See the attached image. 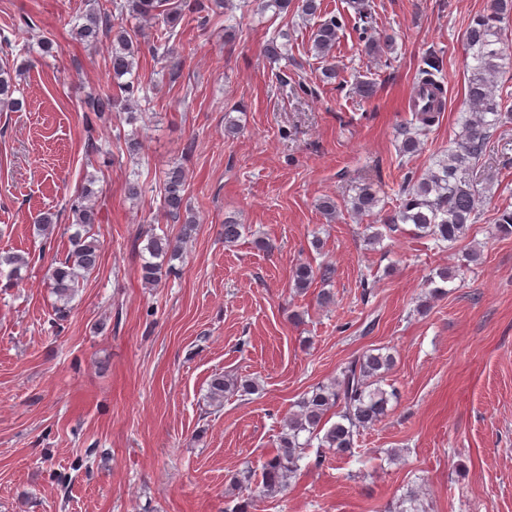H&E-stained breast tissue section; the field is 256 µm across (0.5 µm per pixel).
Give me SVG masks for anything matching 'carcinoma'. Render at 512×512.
<instances>
[{
  "label": "carcinoma",
  "instance_id": "obj_1",
  "mask_svg": "<svg viewBox=\"0 0 512 512\" xmlns=\"http://www.w3.org/2000/svg\"><path fill=\"white\" fill-rule=\"evenodd\" d=\"M222 5L223 0H124L116 5V9L122 15L146 23H162L164 32L160 33L157 42L159 46H164L175 35V27L185 12L200 15L204 23L205 13ZM290 6L296 7L297 13L303 18L321 13V0H265V7L278 11ZM350 6L362 22L357 27L361 52L369 58L381 59L386 56L392 49V39L373 31L368 4L365 0H351ZM511 18L512 0H490L486 10L468 26L465 46L471 52L473 64L469 67L464 104L470 117L455 149L438 163L437 169H430L420 176L412 171L404 174L399 187L398 209L382 221L388 229L398 224H412L424 236L436 241L454 242L465 234L468 225L474 223L483 191L468 179V172L483 158L486 145L498 125L512 119V113L504 111V96L497 95L493 86V78L500 73L503 62L512 58V45L504 39L503 26ZM81 19L83 22L73 25L72 33L82 43L95 45L104 33L112 34L107 65L121 93L119 99L110 93L90 99L87 111L101 115L112 111L120 102L129 109L140 99L148 100L146 88L133 78L141 53L140 44L127 30L111 21L107 14L103 16L90 9ZM344 27L345 17L332 15L321 21L311 35L315 56L325 62L322 75L326 80L339 77L333 50ZM29 64L28 60L16 67L0 64L1 109L13 112L22 107V100L15 97L18 91L17 77ZM443 66L440 53L429 51L417 71L415 84L445 93L444 85L437 80ZM127 75L131 79L122 81ZM445 110L446 99L443 98L430 112H412V119L403 124L398 132L400 157L412 158L421 151L423 137ZM94 184L95 179L87 178L71 197V224L78 226V230L71 237L72 249L65 260L48 271L49 287L59 302L55 315L60 320L68 315L69 302L78 291L80 281L97 268L101 259L102 244L90 235L91 227L99 222ZM186 184L187 174L183 167L172 166L164 172L161 190L163 213L182 220V230L176 241L166 236H149L147 250L155 261L141 267V278L147 284L157 282L164 271L172 272L175 266L171 261L182 258L187 243L193 238L197 220L187 206ZM378 206L376 192L371 186L364 185L358 188L351 201V212L372 215ZM243 231L245 225L231 219L225 220L222 229L224 245H235ZM334 273L335 269L328 264L314 267L301 262L293 270L294 288L303 291L317 279L328 282ZM393 363L390 353H384L380 348L369 349L349 361L333 382L313 387L298 402L297 410L286 418L278 436L276 451L262 462L257 485H252L251 471L246 469L231 478L230 486L240 492L252 489L258 496L268 499L278 497L287 490L291 479L301 469L305 450L314 439L319 441V447L333 456L341 458L353 455L354 437L381 422L390 398L395 396V393L381 387ZM256 391L258 384L252 379L216 373L209 381L208 399L219 408L229 396L244 397ZM331 414L336 416L333 423L329 418Z\"/></svg>",
  "mask_w": 512,
  "mask_h": 512
}]
</instances>
